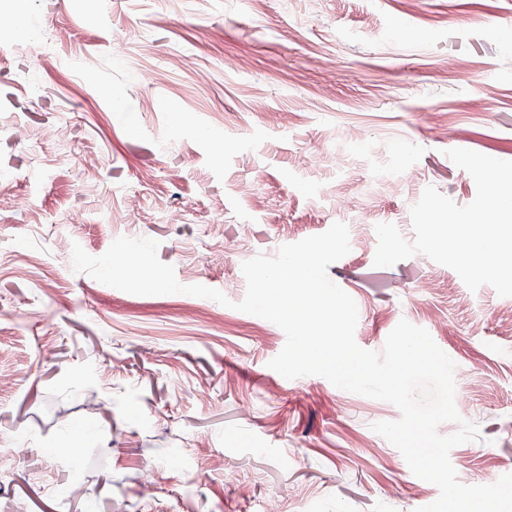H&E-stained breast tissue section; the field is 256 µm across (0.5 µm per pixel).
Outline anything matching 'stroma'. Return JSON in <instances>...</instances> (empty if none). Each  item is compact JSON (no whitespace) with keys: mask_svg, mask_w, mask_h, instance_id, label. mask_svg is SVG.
I'll list each match as a JSON object with an SVG mask.
<instances>
[{"mask_svg":"<svg viewBox=\"0 0 512 512\" xmlns=\"http://www.w3.org/2000/svg\"><path fill=\"white\" fill-rule=\"evenodd\" d=\"M23 20L0 28V171L13 177L0 197V448L22 447L0 512L433 503L437 486L372 429L397 407L320 376L293 393L268 366L284 332L233 307L244 261L336 222L351 250L328 276L357 305V344L381 351L403 319L425 328L480 431L450 452L459 481L512 474V297L469 291L420 254L375 266L372 230L413 240L429 185L474 199L446 150L512 160V0H25ZM39 29L72 33L52 76L29 48ZM357 135L373 152L346 159ZM387 170L394 187L368 194ZM140 210L168 218L141 223ZM120 237L157 240L181 284L223 292L230 307L207 303L223 321L185 318L194 296L73 271V245L99 256ZM26 240L38 262L17 254ZM77 423L91 438L59 454Z\"/></svg>","mask_w":512,"mask_h":512,"instance_id":"stroma-1","label":"stroma"}]
</instances>
